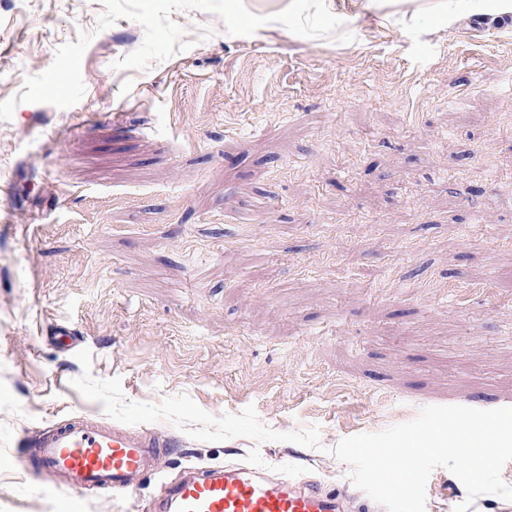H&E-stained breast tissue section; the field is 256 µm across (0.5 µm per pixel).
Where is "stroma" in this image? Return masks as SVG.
<instances>
[{
  "instance_id": "obj_1",
  "label": "stroma",
  "mask_w": 512,
  "mask_h": 512,
  "mask_svg": "<svg viewBox=\"0 0 512 512\" xmlns=\"http://www.w3.org/2000/svg\"><path fill=\"white\" fill-rule=\"evenodd\" d=\"M0 0V101L91 33L75 105L0 121V512H140L160 480L259 465L366 501L338 443L431 405L512 407V22L325 0L353 42ZM82 336L47 342L55 325ZM72 417L175 441L134 498L16 466ZM436 468L425 512H455Z\"/></svg>"
}]
</instances>
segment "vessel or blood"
I'll list each match as a JSON object with an SVG mask.
<instances>
[{"label": "vessel or blood", "instance_id": "obj_1", "mask_svg": "<svg viewBox=\"0 0 512 512\" xmlns=\"http://www.w3.org/2000/svg\"><path fill=\"white\" fill-rule=\"evenodd\" d=\"M167 443L87 418H75L44 437L29 465L65 475L72 490L103 487L130 496ZM338 490L297 481L260 466L190 473L161 484L150 512H349Z\"/></svg>", "mask_w": 512, "mask_h": 512}]
</instances>
